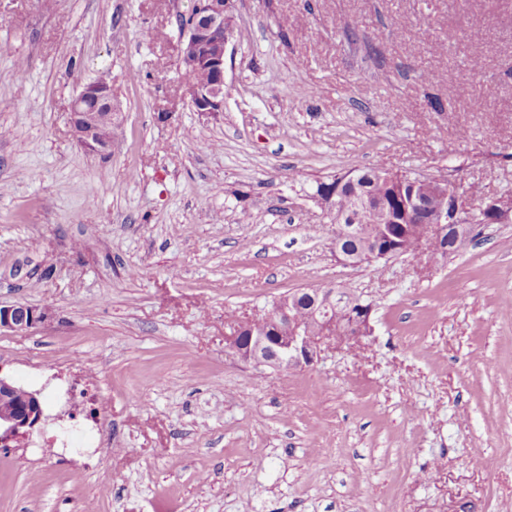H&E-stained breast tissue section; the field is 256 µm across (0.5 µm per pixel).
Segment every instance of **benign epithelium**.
<instances>
[{"mask_svg": "<svg viewBox=\"0 0 512 512\" xmlns=\"http://www.w3.org/2000/svg\"><path fill=\"white\" fill-rule=\"evenodd\" d=\"M231 0H193L187 18L179 29L180 57L184 66L206 72L204 84L187 87L191 107L200 115L215 117L224 109V64L234 28L229 15ZM117 113L112 111V85L96 81L86 84L73 101L70 112L71 132L76 143L87 153L105 156L112 148V123ZM409 182L426 195H437L442 205L427 216L433 234L413 239L401 246L382 249L381 258L409 255L426 250L448 229L456 233V242L466 243L478 233L471 221L472 201L460 184L445 177L412 175ZM343 183L326 184L317 191L322 207L332 212L334 201ZM481 213L488 215L487 223L503 224L512 221V196H486ZM358 216L350 214V224L338 217L333 239L336 259L357 266L372 255L349 253L342 249V240L362 232L357 226ZM306 295L311 301L314 316L321 319L322 333L311 336L298 320L297 300ZM372 307L340 288L299 289L281 301L274 311L267 313L269 326L266 334L257 336L248 326L249 318L242 319L224 336L225 350L246 364L275 370H297L314 366L321 359L322 346L355 345L370 331ZM49 318L46 310L25 304H0V334L23 336L31 333ZM41 391L30 390L16 380L0 376V447L10 448L14 443L28 442L40 432L44 421Z\"/></svg>", "mask_w": 512, "mask_h": 512, "instance_id": "benign-epithelium-1", "label": "benign epithelium"}]
</instances>
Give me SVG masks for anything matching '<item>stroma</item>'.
I'll return each mask as SVG.
<instances>
[{"label":"stroma","instance_id":"1","mask_svg":"<svg viewBox=\"0 0 512 512\" xmlns=\"http://www.w3.org/2000/svg\"><path fill=\"white\" fill-rule=\"evenodd\" d=\"M192 5L0 0V303L49 312L0 335L49 417L0 447V512H512V223L353 267L315 197L366 167L512 192V0H233L215 118L186 95ZM102 76L107 157L70 132ZM330 285L374 305L355 348L225 351L229 315Z\"/></svg>","mask_w":512,"mask_h":512}]
</instances>
